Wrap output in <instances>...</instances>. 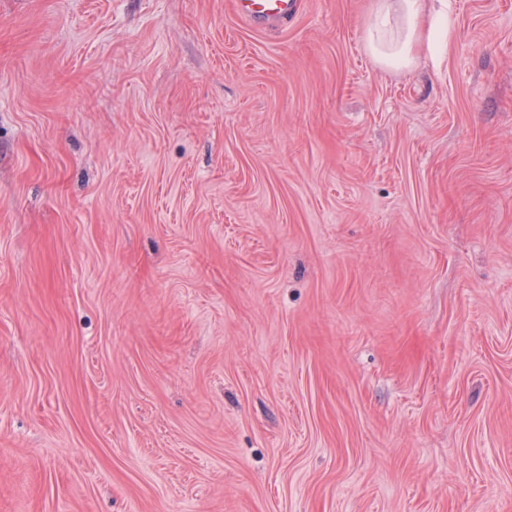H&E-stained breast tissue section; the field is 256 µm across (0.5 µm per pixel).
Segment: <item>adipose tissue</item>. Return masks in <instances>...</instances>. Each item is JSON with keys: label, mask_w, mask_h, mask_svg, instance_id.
I'll list each match as a JSON object with an SVG mask.
<instances>
[{"label": "adipose tissue", "mask_w": 512, "mask_h": 512, "mask_svg": "<svg viewBox=\"0 0 512 512\" xmlns=\"http://www.w3.org/2000/svg\"><path fill=\"white\" fill-rule=\"evenodd\" d=\"M367 48L377 64L412 68L420 51L441 52L448 16L431 0H375L365 20Z\"/></svg>", "instance_id": "obj_1"}]
</instances>
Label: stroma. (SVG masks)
Returning <instances> with one entry per match:
<instances>
[{
  "label": "stroma",
  "instance_id": "obj_1",
  "mask_svg": "<svg viewBox=\"0 0 512 512\" xmlns=\"http://www.w3.org/2000/svg\"><path fill=\"white\" fill-rule=\"evenodd\" d=\"M0 0V512H512V0ZM236 14L254 25L288 21L296 12L297 0H233ZM365 20L367 48L377 64L414 66L421 50L437 55L448 34V15L433 0H374Z\"/></svg>",
  "mask_w": 512,
  "mask_h": 512
}]
</instances>
